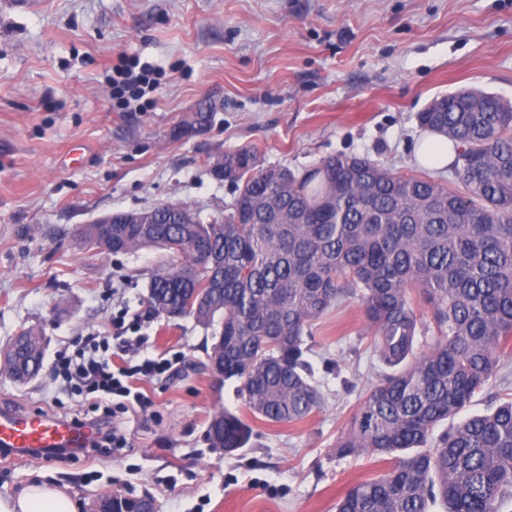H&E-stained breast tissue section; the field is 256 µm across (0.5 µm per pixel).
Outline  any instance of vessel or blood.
Masks as SVG:
<instances>
[{"label":"vessel or blood","instance_id":"obj_1","mask_svg":"<svg viewBox=\"0 0 512 512\" xmlns=\"http://www.w3.org/2000/svg\"><path fill=\"white\" fill-rule=\"evenodd\" d=\"M95 434L93 426L14 409L0 410V447L42 451L83 448Z\"/></svg>","mask_w":512,"mask_h":512}]
</instances>
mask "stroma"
I'll return each mask as SVG.
<instances>
[{
    "label": "stroma",
    "instance_id": "stroma-1",
    "mask_svg": "<svg viewBox=\"0 0 512 512\" xmlns=\"http://www.w3.org/2000/svg\"><path fill=\"white\" fill-rule=\"evenodd\" d=\"M125 55L159 71L157 88L127 107L112 97ZM460 89L512 103V0H0V349L24 330L45 334L43 370L26 384L0 374V406L85 417L93 398L60 390L57 361L90 336L148 337L146 353L115 352L113 368L169 365L129 378L141 400L121 416L128 447L0 455V495L45 480L79 512L109 491L150 492L155 512H336L351 484L382 473L376 456L336 455L385 371L360 301L312 328L306 358L322 408L273 424L207 370L210 330L149 306L164 251L111 255L80 232L164 202L221 221L235 191L210 164L243 146L296 173L354 154L457 186L451 167L421 165L414 151L418 112ZM207 100L212 128L171 140ZM223 410L253 431L230 456L207 440Z\"/></svg>",
    "mask_w": 512,
    "mask_h": 512
}]
</instances>
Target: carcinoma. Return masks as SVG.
Here are the masks:
<instances>
[{"mask_svg":"<svg viewBox=\"0 0 512 512\" xmlns=\"http://www.w3.org/2000/svg\"><path fill=\"white\" fill-rule=\"evenodd\" d=\"M424 131L456 146L452 169L462 189L404 177L367 157L341 154L303 174L267 180L247 148L224 153L238 194L220 224L182 219L164 203L131 210L147 224L113 223L122 248L169 252L151 277L148 301L160 313L191 315L224 351L210 363L254 416L275 424L306 420L324 403L304 355L312 326L329 309L361 302L370 347L390 372L363 397L337 455L369 452L386 470L351 485L336 512H503L512 504V397L451 424L512 362V105L459 90L418 113ZM103 225L89 224L85 245L100 247ZM206 241L224 265L198 268L194 244ZM418 295L429 311L423 320ZM224 327L220 333L215 326ZM432 333L415 351L418 333ZM5 353L0 372L19 382L42 333ZM224 431L208 434L232 454L251 428L219 413Z\"/></svg>","mask_w":512,"mask_h":512,"instance_id":"1","label":"carcinoma"}]
</instances>
